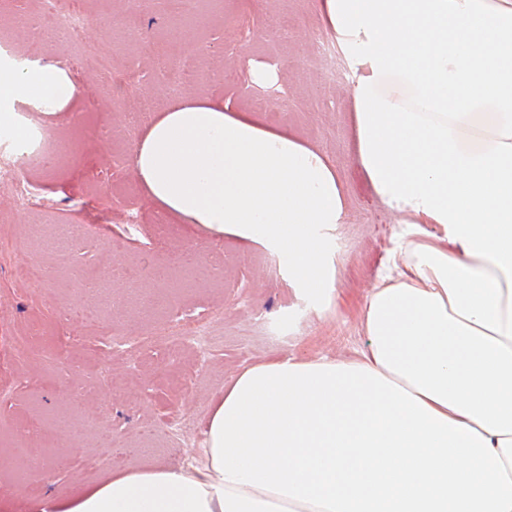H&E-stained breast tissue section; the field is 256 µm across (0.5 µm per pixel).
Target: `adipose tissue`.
Here are the masks:
<instances>
[{"label": "adipose tissue", "instance_id": "ef3b65f1", "mask_svg": "<svg viewBox=\"0 0 512 512\" xmlns=\"http://www.w3.org/2000/svg\"><path fill=\"white\" fill-rule=\"evenodd\" d=\"M67 71L0 67V104L66 111ZM503 119L455 123L459 148L485 152ZM130 164L165 218L277 252L296 296L321 317L336 303V227L349 199L324 151L217 96L172 101L141 129ZM403 227L361 303L360 356L282 355L241 369L210 402L187 465L151 466L46 492L27 512H512V340L456 314L412 252L467 255L426 213Z\"/></svg>", "mask_w": 512, "mask_h": 512}]
</instances>
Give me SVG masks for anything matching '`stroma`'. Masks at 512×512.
Returning a JSON list of instances; mask_svg holds the SVG:
<instances>
[{
    "mask_svg": "<svg viewBox=\"0 0 512 512\" xmlns=\"http://www.w3.org/2000/svg\"><path fill=\"white\" fill-rule=\"evenodd\" d=\"M72 9L96 18V26L48 47L22 23L33 0H0V30L13 37L0 65L57 64L79 89L71 111L59 116L44 115L30 100L9 103L16 120L36 139L53 141L59 155L52 171L18 164L20 177L50 201L45 214L28 212L0 192V499L11 502L12 512H26L38 491L63 496L116 470L182 464L201 444L211 399L245 364L285 354L351 357L364 349L359 304L398 228L354 164L350 82H328L322 71L314 0H139L135 8L129 0H73ZM161 54L170 63L163 76L156 69ZM188 54L208 73L204 84L177 85L176 66ZM101 55L136 72L124 88L123 109H114V89L90 65ZM272 60L282 67L279 87L250 84L247 63ZM179 95L220 96L249 110L258 98H269L278 125L335 162L351 202L336 232L341 317H318L298 299L274 252L160 222L141 191L132 210L115 200L112 160L129 153L134 141L125 125L135 100L149 97L160 110ZM81 221L108 232L66 251L39 248L45 226ZM185 252L195 256L200 274L179 298L185 311L214 315L207 352L170 367L157 347L114 352L113 337L162 320L154 302L173 282L152 271ZM35 257L48 277L20 281L21 266ZM119 265L139 273L112 280L95 295L73 277L89 270L99 278ZM32 323L40 326V347L55 354L51 368L19 361L11 349L12 338ZM174 418L190 420L184 434L140 447L143 428ZM27 444L41 448L42 458L21 475L12 457L15 447Z\"/></svg>",
    "mask_w": 512,
    "mask_h": 512,
    "instance_id": "1",
    "label": "stroma"
}]
</instances>
